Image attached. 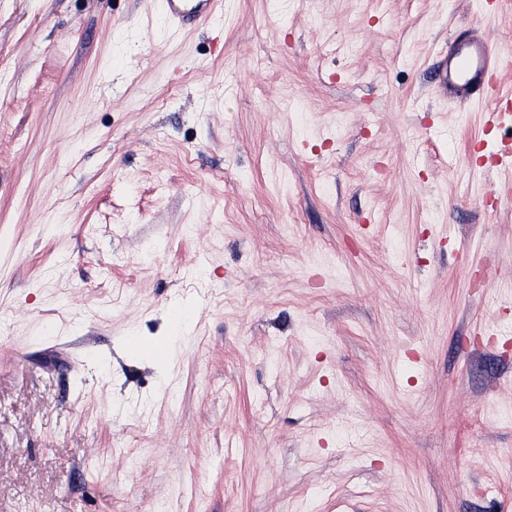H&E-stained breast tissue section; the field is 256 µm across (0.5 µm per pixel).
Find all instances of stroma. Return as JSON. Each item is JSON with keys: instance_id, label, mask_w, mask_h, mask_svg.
I'll return each mask as SVG.
<instances>
[{"instance_id": "35a3bbf8", "label": "stroma", "mask_w": 512, "mask_h": 512, "mask_svg": "<svg viewBox=\"0 0 512 512\" xmlns=\"http://www.w3.org/2000/svg\"><path fill=\"white\" fill-rule=\"evenodd\" d=\"M223 5L0 0V512H512V14ZM160 2L166 20L181 30L193 27L222 8L220 0H161ZM511 68V50L496 49L475 31H465L448 39V50L436 63L433 79L446 102L488 104L484 125L492 131L512 125V89H503L497 81Z\"/></svg>"}]
</instances>
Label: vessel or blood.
Instances as JSON below:
<instances>
[{"label": "vessel or blood", "mask_w": 512, "mask_h": 512, "mask_svg": "<svg viewBox=\"0 0 512 512\" xmlns=\"http://www.w3.org/2000/svg\"><path fill=\"white\" fill-rule=\"evenodd\" d=\"M221 7V0H161L166 20L181 30L213 16ZM511 70V52L492 47L476 32L465 31L449 38L433 79L444 101L487 104L484 125L497 130L512 125V89H503L498 81L499 75Z\"/></svg>", "instance_id": "b4317fda"}]
</instances>
